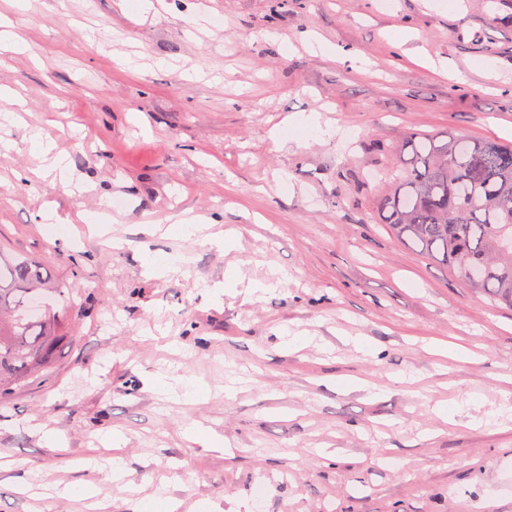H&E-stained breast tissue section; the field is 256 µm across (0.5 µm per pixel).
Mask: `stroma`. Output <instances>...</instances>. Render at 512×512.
I'll return each mask as SVG.
<instances>
[{"label":"stroma","mask_w":512,"mask_h":512,"mask_svg":"<svg viewBox=\"0 0 512 512\" xmlns=\"http://www.w3.org/2000/svg\"><path fill=\"white\" fill-rule=\"evenodd\" d=\"M139 2L0 0V251L81 313L0 399V512H512V308L373 216L405 134L512 142V0Z\"/></svg>","instance_id":"obj_1"}]
</instances>
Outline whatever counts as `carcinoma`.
I'll use <instances>...</instances> for the list:
<instances>
[{
	"instance_id": "carcinoma-1",
	"label": "carcinoma",
	"mask_w": 512,
	"mask_h": 512,
	"mask_svg": "<svg viewBox=\"0 0 512 512\" xmlns=\"http://www.w3.org/2000/svg\"><path fill=\"white\" fill-rule=\"evenodd\" d=\"M402 168L377 200L380 223L439 256L478 293L512 307V144L437 143L410 133ZM41 268L0 253V399L53 365L76 314L61 288L43 301Z\"/></svg>"
}]
</instances>
